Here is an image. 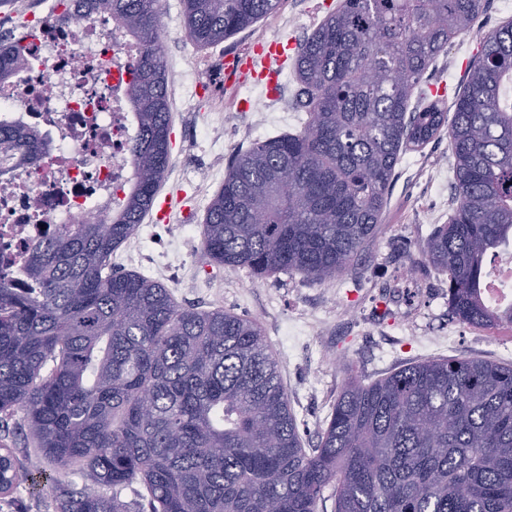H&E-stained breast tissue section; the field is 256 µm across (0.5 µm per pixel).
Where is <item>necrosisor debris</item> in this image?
<instances>
[{"instance_id":"1","label":"necrosis or debris","mask_w":512,"mask_h":512,"mask_svg":"<svg viewBox=\"0 0 512 512\" xmlns=\"http://www.w3.org/2000/svg\"><path fill=\"white\" fill-rule=\"evenodd\" d=\"M52 4L24 12L17 27L29 67L0 83V123L36 128L49 142L33 166L0 153V278L20 290L24 256L60 225L111 213L133 176L137 46L107 13Z\"/></svg>"}]
</instances>
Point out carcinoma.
Masks as SVG:
<instances>
[{
  "label": "carcinoma",
  "mask_w": 512,
  "mask_h": 512,
  "mask_svg": "<svg viewBox=\"0 0 512 512\" xmlns=\"http://www.w3.org/2000/svg\"><path fill=\"white\" fill-rule=\"evenodd\" d=\"M107 13L139 49L129 99L133 180L103 219L52 231L25 257L31 287L0 281V419L20 416L35 451L61 470L56 512H512V364L433 358L347 383L315 447L304 446L262 328L218 307L183 308L160 282L112 268L169 169L170 110L159 0H77ZM281 0H183L204 49L276 12ZM480 0H342L299 45L302 130L237 154L203 225L210 262L258 278L324 282L374 237L401 155L448 127L457 206L421 247L448 275L452 318L512 325L483 293L488 257L512 243V21L486 33L453 114L422 87L473 25ZM29 65L0 39V81ZM419 104L411 105L412 98ZM37 164L47 141L0 123V143ZM288 180L284 197L277 186ZM12 492L29 473L0 443ZM79 473L106 495L76 489Z\"/></svg>",
  "instance_id": "cac0c4a2"
}]
</instances>
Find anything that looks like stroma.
Instances as JSON below:
<instances>
[{
  "label": "stroma",
  "mask_w": 512,
  "mask_h": 512,
  "mask_svg": "<svg viewBox=\"0 0 512 512\" xmlns=\"http://www.w3.org/2000/svg\"><path fill=\"white\" fill-rule=\"evenodd\" d=\"M340 0H283L279 28L270 16L224 40L227 50H255L254 37L266 33L301 42L336 9ZM166 83L174 85L179 63L201 50L186 35L183 0H159ZM512 19V0H481L476 21L440 54L427 72L423 87L452 104L483 35ZM291 63L278 75L277 93L263 95L266 80L235 81V93L224 111V156L232 158L254 142L299 132L305 114L294 105L297 85ZM171 168L189 170V177L165 180L161 191L183 199L169 222L141 223L136 236L143 256L134 271L159 277L182 306L225 311L258 321L278 368L299 430L315 444L340 389L351 380L372 382L407 364L429 358H481L512 363V325L476 328L448 313V277L430 266L409 274L407 245L423 243L437 225L447 223L455 203L450 182H434L425 169L445 167L451 155L448 135L420 149L406 151L395 168L392 189L373 242L354 269L331 282H318L297 272L257 279L247 270L208 263L202 247V224L224 176L209 171L208 132L212 127L209 97L170 99ZM287 113V121L261 128L258 110ZM310 319L307 334L289 331L288 323Z\"/></svg>",
  "instance_id": "1"
}]
</instances>
